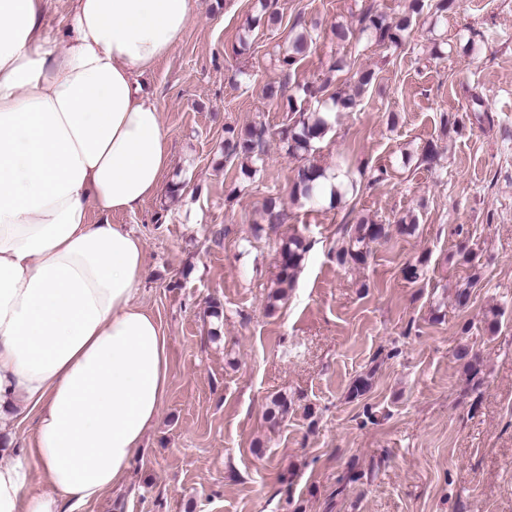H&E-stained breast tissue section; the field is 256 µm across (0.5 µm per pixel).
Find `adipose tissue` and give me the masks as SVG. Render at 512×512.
<instances>
[{"instance_id":"ef3b65f1","label":"adipose tissue","mask_w":512,"mask_h":512,"mask_svg":"<svg viewBox=\"0 0 512 512\" xmlns=\"http://www.w3.org/2000/svg\"><path fill=\"white\" fill-rule=\"evenodd\" d=\"M46 2L0 0V421L37 416L21 456L0 448V512H78L121 483L170 381L167 338L134 301L144 244L104 217L140 209L169 166L141 78L193 3L72 0L56 47Z\"/></svg>"}]
</instances>
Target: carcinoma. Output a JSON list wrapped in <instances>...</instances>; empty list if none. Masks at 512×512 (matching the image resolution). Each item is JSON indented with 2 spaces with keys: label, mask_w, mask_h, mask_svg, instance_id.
<instances>
[{
  "label": "carcinoma",
  "mask_w": 512,
  "mask_h": 512,
  "mask_svg": "<svg viewBox=\"0 0 512 512\" xmlns=\"http://www.w3.org/2000/svg\"><path fill=\"white\" fill-rule=\"evenodd\" d=\"M424 0H410L407 12L396 20L388 16L367 10L359 14L357 24L359 33L368 35L380 44L399 47L404 41V33L409 29L414 16L424 9ZM314 45V38L308 29L294 33L288 38V49L279 59L280 67L291 70L302 60ZM373 70L357 71L354 74V86L349 89L338 88L328 99L321 98L325 85L313 83L302 87V96L298 99L290 96L287 100L288 111L292 113L290 122L282 128L281 142L293 156H311L317 143L328 133L340 112H350L357 106L360 98L376 81ZM224 157L229 163H238L242 175H252V165L260 160L261 146L265 129L253 125L245 132H237L228 126L224 129ZM359 190L357 182L349 172L336 168L329 170L312 161L300 166L293 182L292 193L295 198L310 204L324 201L328 195L329 206L334 208L347 196ZM418 217L408 212L393 222L377 223L360 220L345 228L342 245L336 251V261L342 266L360 267L366 263L371 245L388 238L392 229L410 234L416 230ZM306 253V245L298 237L288 240L280 253V273L277 287L269 295L268 311H274L292 288L295 274Z\"/></svg>",
  "instance_id": "carcinoma-1"
}]
</instances>
